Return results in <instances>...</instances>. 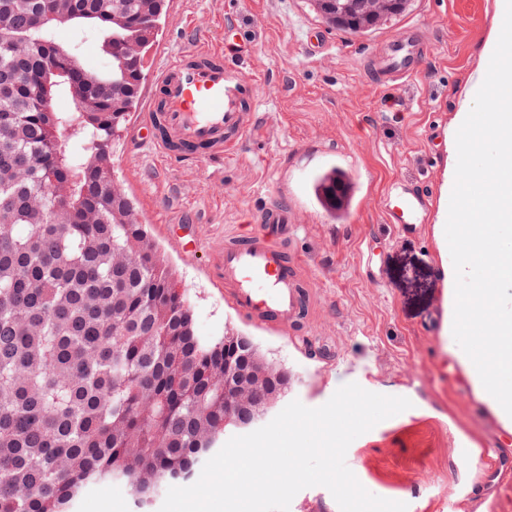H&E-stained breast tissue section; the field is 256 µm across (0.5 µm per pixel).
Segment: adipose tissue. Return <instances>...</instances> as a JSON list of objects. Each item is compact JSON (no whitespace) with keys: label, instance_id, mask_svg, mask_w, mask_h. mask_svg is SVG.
Masks as SVG:
<instances>
[{"label":"adipose tissue","instance_id":"obj_1","mask_svg":"<svg viewBox=\"0 0 512 512\" xmlns=\"http://www.w3.org/2000/svg\"><path fill=\"white\" fill-rule=\"evenodd\" d=\"M489 138L484 169L495 191L473 199L470 208L492 214L494 224L472 227L468 257L442 268L446 347L475 399L512 435V243L500 241L497 232L512 222V166L497 163L500 153H512L511 111H497Z\"/></svg>","mask_w":512,"mask_h":512}]
</instances>
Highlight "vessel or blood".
<instances>
[{
	"label": "vessel or blood",
	"instance_id": "1",
	"mask_svg": "<svg viewBox=\"0 0 512 512\" xmlns=\"http://www.w3.org/2000/svg\"><path fill=\"white\" fill-rule=\"evenodd\" d=\"M190 33L191 45L156 65L137 116L140 143L162 160L223 156L250 135L259 119L244 106L251 84L240 65L226 62L223 48L206 46L205 28L195 25ZM418 63L413 46L398 42L385 69L410 76ZM427 207L423 193L397 186L382 201L387 222L403 234L423 223ZM298 230L292 208L273 198L254 214L250 230L225 235L208 264L225 306L274 336L296 335L312 314L314 290L302 260L288 248Z\"/></svg>",
	"mask_w": 512,
	"mask_h": 512
}]
</instances>
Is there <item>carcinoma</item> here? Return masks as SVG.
<instances>
[{
  "mask_svg": "<svg viewBox=\"0 0 512 512\" xmlns=\"http://www.w3.org/2000/svg\"><path fill=\"white\" fill-rule=\"evenodd\" d=\"M169 0H0V512H70L91 483L140 502L189 483L199 458L288 376L243 337L195 332L110 143L145 85ZM101 37L112 71L89 76L59 27ZM60 96L81 112H57ZM73 137L83 154L61 144ZM262 395L224 413V384Z\"/></svg>",
  "mask_w": 512,
  "mask_h": 512,
  "instance_id": "1",
  "label": "carcinoma"
}]
</instances>
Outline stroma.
Returning a JSON list of instances; mask_svg holds the SVG:
<instances>
[{
	"instance_id": "35a3bbf8",
	"label": "stroma",
	"mask_w": 512,
	"mask_h": 512,
	"mask_svg": "<svg viewBox=\"0 0 512 512\" xmlns=\"http://www.w3.org/2000/svg\"><path fill=\"white\" fill-rule=\"evenodd\" d=\"M239 61L256 96L257 128L234 151L202 165L160 162L116 140L112 168L148 224L159 254L192 306L195 331L249 337L268 364L288 376L274 409L300 401L315 408L347 383L402 396L410 409L377 424L349 446L345 462L372 494L407 503L408 512H512V436L478 404L448 354L442 251L434 231L440 208L468 207L488 191L443 194L447 135L461 91L483 67L481 42L497 29L512 48V13L496 0H405L399 12L351 34L330 23L316 0H170L147 67L184 43L192 23ZM426 49L415 75L393 81L377 59L408 31ZM92 73L111 69L97 33L57 31ZM343 173L337 217L314 192L329 169ZM426 187L429 212L411 235L388 224L381 200L392 183ZM288 200L303 224L291 249L303 256L319 306L303 337L252 329L227 308L205 272L207 251L246 223L270 195ZM197 223L204 240L186 250L178 227ZM494 448V466L474 463ZM105 485L85 493L74 512H159Z\"/></svg>"
}]
</instances>
